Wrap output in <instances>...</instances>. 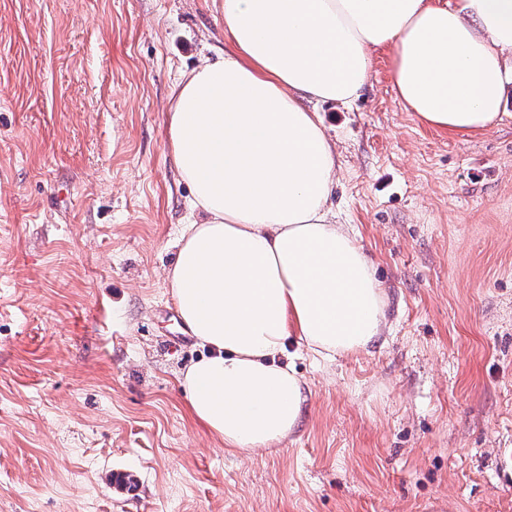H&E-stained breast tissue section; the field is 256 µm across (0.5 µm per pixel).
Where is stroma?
<instances>
[{
  "label": "stroma",
  "mask_w": 512,
  "mask_h": 512,
  "mask_svg": "<svg viewBox=\"0 0 512 512\" xmlns=\"http://www.w3.org/2000/svg\"><path fill=\"white\" fill-rule=\"evenodd\" d=\"M229 49L216 0H0V512H512V82L471 136L405 109L387 48L317 104L385 331L289 345L306 401L278 447L190 418L167 113Z\"/></svg>",
  "instance_id": "stroma-1"
}]
</instances>
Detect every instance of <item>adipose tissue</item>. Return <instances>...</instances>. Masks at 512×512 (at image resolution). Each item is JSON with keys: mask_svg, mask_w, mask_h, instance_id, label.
I'll return each mask as SVG.
<instances>
[{"mask_svg": "<svg viewBox=\"0 0 512 512\" xmlns=\"http://www.w3.org/2000/svg\"><path fill=\"white\" fill-rule=\"evenodd\" d=\"M233 50L182 74L167 141L201 223L167 272L203 355L179 377L188 413L233 453L296 429L303 382L289 341L325 359L382 334L373 264L329 205L336 151L310 101L348 103L389 46L403 106L451 133L503 116L512 0H221Z\"/></svg>", "mask_w": 512, "mask_h": 512, "instance_id": "ef3b65f1", "label": "adipose tissue"}]
</instances>
